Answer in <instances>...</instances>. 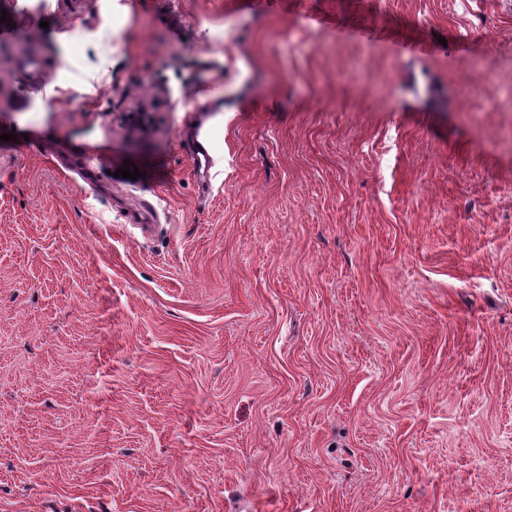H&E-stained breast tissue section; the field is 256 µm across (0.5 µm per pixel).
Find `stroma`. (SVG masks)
<instances>
[{"label": "stroma", "instance_id": "stroma-1", "mask_svg": "<svg viewBox=\"0 0 512 512\" xmlns=\"http://www.w3.org/2000/svg\"><path fill=\"white\" fill-rule=\"evenodd\" d=\"M2 9L0 512H512V0Z\"/></svg>", "mask_w": 512, "mask_h": 512}]
</instances>
